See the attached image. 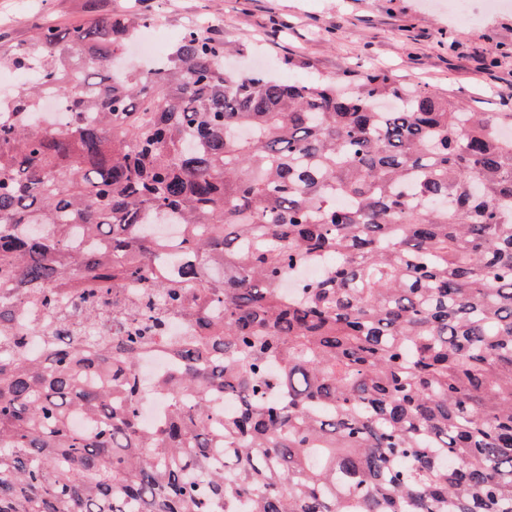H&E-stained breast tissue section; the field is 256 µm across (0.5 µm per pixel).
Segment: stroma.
<instances>
[{
	"label": "stroma",
	"mask_w": 512,
	"mask_h": 512,
	"mask_svg": "<svg viewBox=\"0 0 512 512\" xmlns=\"http://www.w3.org/2000/svg\"><path fill=\"white\" fill-rule=\"evenodd\" d=\"M114 13L148 18L164 37L212 26L242 71L261 61L301 80L388 69L485 112L502 111L512 92V10L461 24L448 0H0V49L29 42L39 22ZM290 58L303 67L288 69Z\"/></svg>",
	"instance_id": "1"
}]
</instances>
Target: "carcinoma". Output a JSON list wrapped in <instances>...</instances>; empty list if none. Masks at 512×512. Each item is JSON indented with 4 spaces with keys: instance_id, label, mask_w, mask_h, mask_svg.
I'll return each mask as SVG.
<instances>
[{
    "instance_id": "carcinoma-1",
    "label": "carcinoma",
    "mask_w": 512,
    "mask_h": 512,
    "mask_svg": "<svg viewBox=\"0 0 512 512\" xmlns=\"http://www.w3.org/2000/svg\"><path fill=\"white\" fill-rule=\"evenodd\" d=\"M146 23L0 54L39 74L0 104V512H512V113L388 71L237 73L195 27L115 69ZM48 89L62 126L35 121ZM172 358L163 349L145 354L137 366L140 380L139 421L143 428L150 429L167 412L166 402L158 395L156 379L171 371Z\"/></svg>"
}]
</instances>
